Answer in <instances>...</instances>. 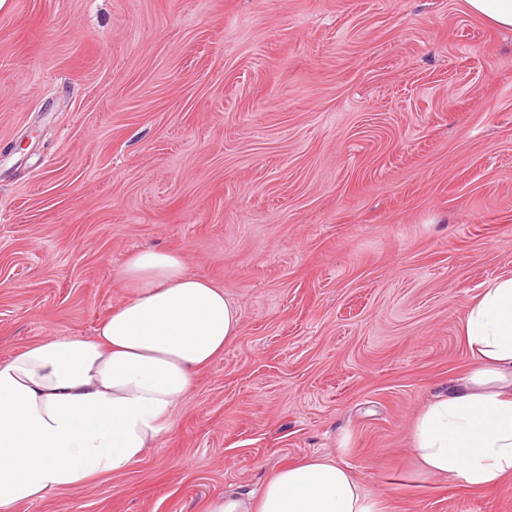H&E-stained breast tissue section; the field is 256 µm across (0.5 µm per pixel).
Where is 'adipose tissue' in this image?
Segmentation results:
<instances>
[{
	"label": "adipose tissue",
	"instance_id": "obj_1",
	"mask_svg": "<svg viewBox=\"0 0 512 512\" xmlns=\"http://www.w3.org/2000/svg\"><path fill=\"white\" fill-rule=\"evenodd\" d=\"M118 278L129 295L94 339L57 334L0 360V512L139 461L239 333L234 302L189 274L180 253L132 252ZM460 337L471 367L421 411L414 446L423 474L482 489L512 475V274L470 301ZM208 512H382V503L323 456L277 469L258 495L217 497Z\"/></svg>",
	"mask_w": 512,
	"mask_h": 512
}]
</instances>
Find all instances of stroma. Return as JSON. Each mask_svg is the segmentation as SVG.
I'll use <instances>...</instances> for the list:
<instances>
[{
    "mask_svg": "<svg viewBox=\"0 0 512 512\" xmlns=\"http://www.w3.org/2000/svg\"><path fill=\"white\" fill-rule=\"evenodd\" d=\"M146 248L239 334L138 462L15 512H207L311 455L383 512H512L412 438L512 272V32L465 0H5L0 360L94 337Z\"/></svg>",
    "mask_w": 512,
    "mask_h": 512,
    "instance_id": "obj_1",
    "label": "stroma"
}]
</instances>
